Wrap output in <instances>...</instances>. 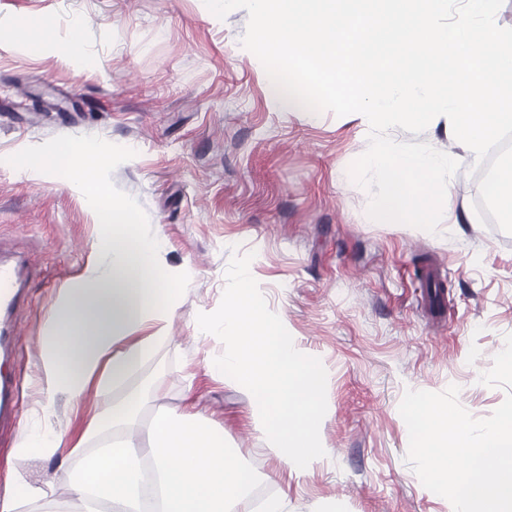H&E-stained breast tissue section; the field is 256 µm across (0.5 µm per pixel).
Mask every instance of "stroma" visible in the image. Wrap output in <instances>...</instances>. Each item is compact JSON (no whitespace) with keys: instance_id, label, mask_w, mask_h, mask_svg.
<instances>
[{"instance_id":"stroma-1","label":"stroma","mask_w":512,"mask_h":512,"mask_svg":"<svg viewBox=\"0 0 512 512\" xmlns=\"http://www.w3.org/2000/svg\"><path fill=\"white\" fill-rule=\"evenodd\" d=\"M74 16L86 30L73 59L0 46V247L32 273L14 314L18 342L0 364L18 385L14 416L0 424V490L60 463L17 445L44 426L40 338L99 226L63 172L24 169L30 149L82 139L117 147L105 172L112 201L134 203L145 230L162 231L179 290L169 340L111 393H143L131 431L146 434L191 390L252 477L242 512L280 495L287 512H453L405 460L399 403L406 390L454 384L484 418L507 394L479 376L512 334V234L483 209L474 158L451 177L456 206L437 232L370 223V193L348 174L368 120L279 109L242 45L246 10L219 19L203 0H0L6 28L52 17L64 37ZM247 253L268 308L327 371L320 440L335 464L291 472L255 430L250 395L205 373L223 344L201 336L196 317L219 307L231 258Z\"/></svg>"}]
</instances>
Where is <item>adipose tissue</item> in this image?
I'll return each mask as SVG.
<instances>
[{"label":"adipose tissue","instance_id":"adipose-tissue-1","mask_svg":"<svg viewBox=\"0 0 512 512\" xmlns=\"http://www.w3.org/2000/svg\"><path fill=\"white\" fill-rule=\"evenodd\" d=\"M71 27L73 38L58 37L48 19L36 29L13 28L7 41L34 53L47 50L71 58L85 23L76 17ZM113 156L112 148L82 141L30 152V171L66 169L68 185L100 214L96 259L57 296L40 338L37 384L44 418L54 417L57 397L76 404L92 393L97 406L84 436L106 426L114 430L112 441L97 451H84L79 442L68 447L69 457L76 460L66 471L75 512H144L142 464L147 460L153 465L158 512H238L248 493L244 469L225 448L223 432L198 410L193 395H186L181 411L161 413L147 441L121 430L134 419L142 398L129 396L118 407L110 392L166 341L176 290L160 261L161 231L146 232L133 203H112L104 173Z\"/></svg>","mask_w":512,"mask_h":512}]
</instances>
